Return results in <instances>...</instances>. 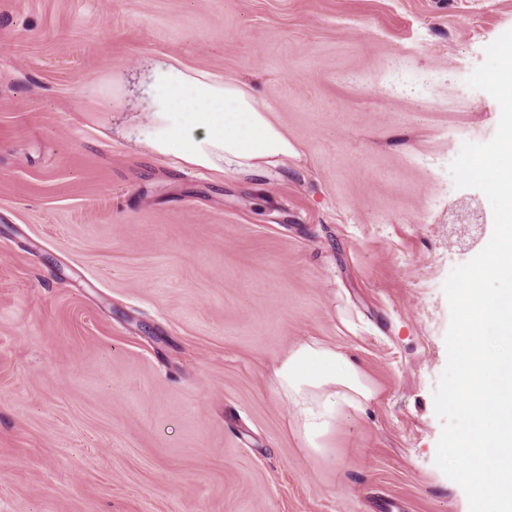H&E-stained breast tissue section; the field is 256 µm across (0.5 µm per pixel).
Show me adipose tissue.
<instances>
[{
    "label": "adipose tissue",
    "mask_w": 512,
    "mask_h": 512,
    "mask_svg": "<svg viewBox=\"0 0 512 512\" xmlns=\"http://www.w3.org/2000/svg\"><path fill=\"white\" fill-rule=\"evenodd\" d=\"M144 86L147 123L128 135L156 155L228 175L284 166L297 156L239 80H221L172 58L149 64ZM272 385L292 410L291 428L302 448L322 459L331 453L337 415L364 411L378 395L355 360L316 340L300 342L273 365Z\"/></svg>",
    "instance_id": "adipose-tissue-1"
}]
</instances>
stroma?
<instances>
[{"label":"stroma","instance_id":"obj_1","mask_svg":"<svg viewBox=\"0 0 512 512\" xmlns=\"http://www.w3.org/2000/svg\"><path fill=\"white\" fill-rule=\"evenodd\" d=\"M512 0H0V512H469L436 466L443 283L492 236L449 173ZM248 81L299 156L180 168L126 136L145 61ZM380 389L308 455L270 371Z\"/></svg>","mask_w":512,"mask_h":512}]
</instances>
